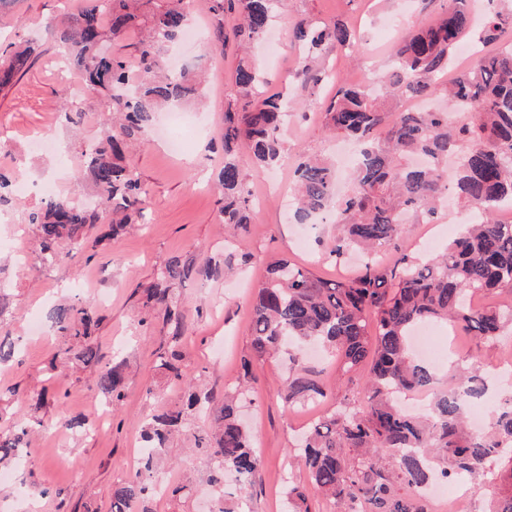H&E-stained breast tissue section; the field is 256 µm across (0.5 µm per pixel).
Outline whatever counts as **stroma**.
I'll list each match as a JSON object with an SVG mask.
<instances>
[{
    "label": "stroma",
    "instance_id": "1",
    "mask_svg": "<svg viewBox=\"0 0 512 512\" xmlns=\"http://www.w3.org/2000/svg\"><path fill=\"white\" fill-rule=\"evenodd\" d=\"M78 7V0H16L0 10V47L38 40L42 53L30 70L0 93V165L27 178L30 192L8 207V223H0V344L13 347L10 362L0 367V386L18 388L23 403L0 416V427L25 424L39 416L43 424L29 437L19 466L9 483H0V512H112V489L133 477L142 451L140 430L160 408L181 404L179 388L168 386L157 367V355L170 341L172 328L147 299L146 289L157 269L176 259L190 268L177 290L185 312L180 347L184 371L194 391L234 390L243 379L242 365L252 355L251 293L263 279L270 259L285 258L314 276L335 279L356 266V255L334 262L328 245L341 232L333 214L312 224H298L291 215L296 203L289 189L296 156L335 159L344 137L324 129L322 103L333 95L337 81L377 88L392 70L393 49L407 31L434 21L442 0H283L270 28L273 53L257 48L267 80L266 90L296 101L297 107L282 132V160L254 173L248 151L241 164L249 174L252 219L246 233L224 234L221 200L212 188L224 164L221 136L224 105L235 96V47H209L205 41L217 24L208 0H186L192 22L202 34L191 46L169 51L173 66L187 72L204 71L206 99L188 104L193 116L183 137V151H172L166 137L150 135L130 160L147 191L145 225L130 228L118 239L100 242L91 255L74 261L44 263L39 239L24 222L25 212L39 206L44 186L57 194L87 198L93 193L80 167L84 144L98 136L111 117L103 101L82 99L74 76L60 77L61 52L50 40L47 24L59 22ZM312 17L323 22H352L358 36L354 48L328 50L323 60L334 80L320 88H302L294 74L301 52L294 42L293 22ZM84 112L76 125H62L51 152L34 153L27 139L65 112L73 100ZM466 208L454 203L440 211L434 224L405 225L401 236L380 249L381 258L394 261L402 253L424 255L425 241L445 243L450 228L461 224ZM249 261H242V254ZM91 301L101 315L94 344L101 363L124 362L125 396L117 407L101 411L104 399L96 385V370L70 360L64 340L54 328L44 335L28 333L32 315L49 317L60 304ZM439 343H454L459 352L440 365L441 382H452L460 368L490 366L512 358V335L479 341L446 323L436 325ZM317 371L327 397L320 403L285 407L283 387L291 360ZM256 380L242 402V417L254 435L260 469L245 512H286L289 485L306 483L295 457L296 445L309 423L335 407L343 396L363 392L362 375L340 374L329 351L286 348L279 357L254 369ZM155 396H147V389ZM46 395L34 410L32 402ZM69 417L84 419V429H66ZM159 482L192 479L189 495L174 498L158 493L153 512H214L219 494L207 474L204 455L189 451L185 438L172 440L162 455Z\"/></svg>",
    "mask_w": 512,
    "mask_h": 512
}]
</instances>
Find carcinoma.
I'll list each match as a JSON object with an SVG mask.
<instances>
[{
  "mask_svg": "<svg viewBox=\"0 0 512 512\" xmlns=\"http://www.w3.org/2000/svg\"><path fill=\"white\" fill-rule=\"evenodd\" d=\"M278 0H209L218 16L235 18L217 31L221 46L251 47L267 30ZM187 25L184 0H82L71 19L53 25L50 37L64 49L72 69L82 78L87 97H104L113 114L112 131L82 148L86 172L99 206L81 207L71 197H53L28 213L46 262L73 259L100 238L114 239L133 218L143 216L146 191L138 174L123 164L124 149L144 140L155 113L199 96L196 79L164 68V53ZM137 40L129 53L104 49L122 41L133 29ZM472 28L469 0H448L433 24H422L396 45L393 70L373 94L339 83L326 102V128L364 144L350 192H336L331 165L299 156L293 177L305 220L329 210L343 232L329 248L341 260L353 247L364 258L349 278L327 282L313 278L287 259L266 266L264 280L251 301L253 361L277 353L287 338L299 343L320 340L336 351V366L349 373L366 372L364 400L349 398L314 421L304 433L302 458L313 490L337 505L340 512H432L420 489L436 474L457 478L476 475L485 464H500L495 506L490 512H512V401L506 400L490 423L489 432H466L469 409L488 389L485 377L465 370L446 391L439 392L426 416H410L396 396L435 383L430 367L410 354L414 328L446 321L480 340H493L512 328V304L477 308L476 293L512 295V224L497 217L501 203L512 201V43L500 45L512 29V13L489 11L479 39L485 49L473 65L448 82V109L396 112L393 104L429 101L448 74L452 52ZM296 40L308 56L298 69L301 85L314 89L328 80L316 53L352 46L351 28L302 18L294 25ZM37 57L30 44L0 50V91L26 73ZM237 102L224 110V167L217 192L222 196L224 223L240 233L250 223L246 173L236 148L246 144L254 167L269 168L281 159L280 131L288 117V99L264 95L265 79L250 59H239L234 78ZM389 128L388 143L374 145L376 132ZM454 191L470 210L464 232L444 249L418 262L404 255L385 265L376 247L394 240L411 212L430 224L444 195ZM105 227L102 237L88 241V232ZM69 243L61 251L60 245ZM189 269L173 259L157 270L147 294L175 322L172 339L180 336L181 311L177 286ZM57 333L68 352L86 366L99 364L92 340L97 327L93 306L61 304L52 312ZM178 344L158 356L167 380L183 386ZM97 386L116 406L125 389L124 362L98 369ZM325 396L317 375L296 368L289 375L284 399L289 407ZM243 389L218 398L214 393L189 394L187 409L201 402L217 403L214 424L194 429L183 411L152 417L143 430L148 452L134 477L112 489V512H152L155 464L173 433L192 438L193 447L214 461L209 480L224 485L231 471L238 485L223 495L243 501L260 467L251 448L252 436L239 418ZM28 429H0V461L18 459L27 447Z\"/></svg>",
  "mask_w": 512,
  "mask_h": 512,
  "instance_id": "1",
  "label": "carcinoma"
}]
</instances>
